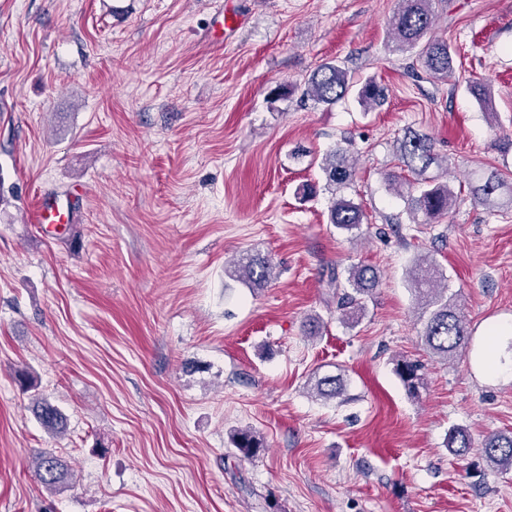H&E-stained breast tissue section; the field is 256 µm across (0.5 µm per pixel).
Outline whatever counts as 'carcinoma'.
Segmentation results:
<instances>
[{
  "mask_svg": "<svg viewBox=\"0 0 512 512\" xmlns=\"http://www.w3.org/2000/svg\"><path fill=\"white\" fill-rule=\"evenodd\" d=\"M433 0H397V7L388 22V34L393 51L416 57L422 74L418 78L446 81L455 72L456 50L448 39L431 34L434 24ZM354 95L364 109H370L384 99V88L373 78L358 82L340 64L329 61L319 65L304 83L301 97L316 104L333 106L339 100ZM396 152L405 167L416 175L408 186V212L414 224H430L448 215L456 206L458 196L449 185L426 176L431 165L439 163L432 139L415 130L405 131L397 140ZM321 170L327 183L346 186L353 180L355 162L351 152L338 148L324 156ZM472 199L488 207L512 206V183L506 176L493 170L471 186ZM365 215L361 207L351 199L340 197L332 202L329 221L338 228L352 231L361 229ZM226 272L235 275L251 287H262L271 279L273 268L269 261L250 257L232 263ZM442 273L430 263L418 258L408 271V281L416 296L423 300L424 317L420 338L426 349L448 363L465 353L470 344L471 330L462 315L457 295L440 287ZM329 288L346 290L339 296V309L345 320L356 323L366 310L365 300L377 285V275L369 266L350 269L346 284H341L339 273L331 269L327 275ZM397 374L410 392H416L421 383L418 365L401 360ZM313 392L321 399H333L344 393V382L338 375L326 374L317 378ZM33 410L39 422L50 433L63 429L61 413L47 402L38 401ZM235 445L247 457H253L263 447V440L250 430L235 436ZM448 448L456 455H465L475 449L468 432L453 428L448 437ZM485 461L488 470L504 472L512 470V434L494 433L486 436L475 449ZM28 468L42 486L50 491L59 489L67 480V471L61 460L50 451H42L32 457Z\"/></svg>",
  "mask_w": 512,
  "mask_h": 512,
  "instance_id": "carcinoma-1",
  "label": "carcinoma"
}]
</instances>
